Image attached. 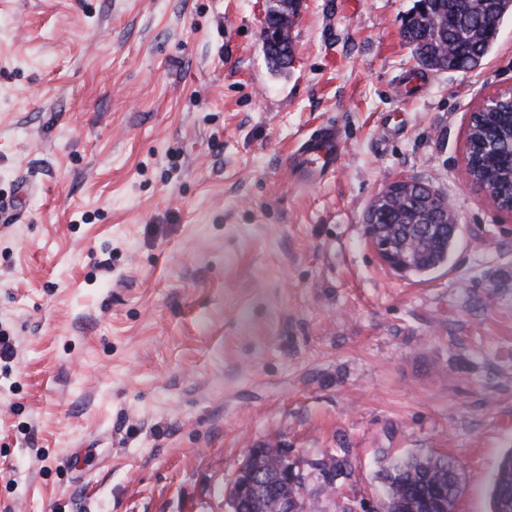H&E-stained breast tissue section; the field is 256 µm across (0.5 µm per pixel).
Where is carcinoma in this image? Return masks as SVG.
<instances>
[{"instance_id":"cac0c4a2","label":"carcinoma","mask_w":512,"mask_h":512,"mask_svg":"<svg viewBox=\"0 0 512 512\" xmlns=\"http://www.w3.org/2000/svg\"><path fill=\"white\" fill-rule=\"evenodd\" d=\"M478 9L472 11L466 5L450 4L448 0L432 5L430 12L437 24L424 23L417 18L409 19L405 31L407 40L415 46L421 65L439 61V52L455 47V63L442 65L457 71H466L476 60L489 53L495 33L485 28V15L494 11V0H474ZM274 56L273 66L282 69L291 59V42L286 40L269 46ZM505 120L488 116L477 120L471 127L470 136L478 143L485 138H495L493 148L483 153L476 151L471 161L473 178H483L488 167L497 166L512 154V139L504 127ZM439 234L425 237L417 224L401 223L400 211L390 208L377 216L374 232L388 230L398 237V253L404 258V276H424L448 261L450 244L454 235L450 224L438 225ZM348 462L344 458L327 457L319 466L320 472L334 476L347 474ZM385 494V512H423V498L438 493L443 504L433 506L434 512H456L462 493L459 466L452 457L439 455H411L397 461L380 472ZM489 512H512V448L500 457L489 479Z\"/></svg>"}]
</instances>
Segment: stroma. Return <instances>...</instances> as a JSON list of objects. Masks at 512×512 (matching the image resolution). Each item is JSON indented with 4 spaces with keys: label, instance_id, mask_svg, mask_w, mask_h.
Wrapping results in <instances>:
<instances>
[{
    "label": "stroma",
    "instance_id": "35a3bbf8",
    "mask_svg": "<svg viewBox=\"0 0 512 512\" xmlns=\"http://www.w3.org/2000/svg\"><path fill=\"white\" fill-rule=\"evenodd\" d=\"M415 0H0V512H225L281 442L310 512L380 505L381 467L446 454L487 512L512 447V216L464 173L469 116L512 87V13L479 66L426 70ZM335 126L311 185L287 156ZM459 218L403 278L362 220L385 182ZM348 454L355 490L317 465ZM301 2V0H284L283 5L286 11L283 14L282 26H269L266 22L265 13L263 22V49L265 53L269 50L273 54V56H275L273 66H275L276 69H282L288 65L292 53L291 42L288 41L287 37H285L283 45H281L279 42H275L270 46L269 44L275 40L277 41L282 39L286 35V33L288 32V24H286L288 22V9L298 4L300 10Z\"/></svg>",
    "mask_w": 512,
    "mask_h": 512
}]
</instances>
